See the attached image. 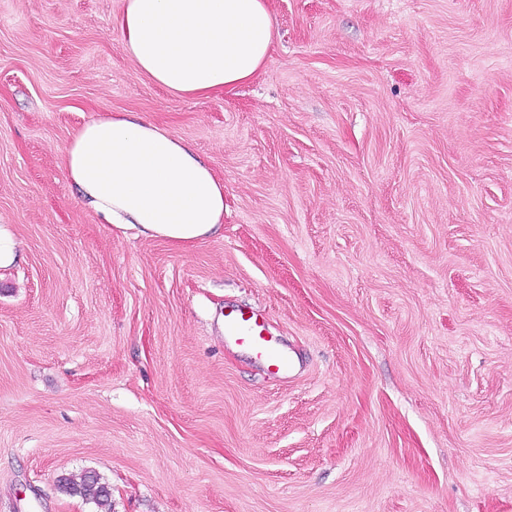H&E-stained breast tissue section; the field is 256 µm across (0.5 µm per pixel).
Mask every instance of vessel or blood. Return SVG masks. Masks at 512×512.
Returning <instances> with one entry per match:
<instances>
[{"mask_svg":"<svg viewBox=\"0 0 512 512\" xmlns=\"http://www.w3.org/2000/svg\"><path fill=\"white\" fill-rule=\"evenodd\" d=\"M224 340L248 349L272 374L284 375L294 367L288 350L268 333L265 318L259 310L242 307L225 310Z\"/></svg>","mask_w":512,"mask_h":512,"instance_id":"vessel-or-blood-1","label":"vessel or blood"}]
</instances>
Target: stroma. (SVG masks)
Listing matches in <instances>:
<instances>
[{
    "label": "stroma",
    "instance_id": "obj_1",
    "mask_svg": "<svg viewBox=\"0 0 512 512\" xmlns=\"http://www.w3.org/2000/svg\"><path fill=\"white\" fill-rule=\"evenodd\" d=\"M233 93L138 76L121 0H0V512H512V0H270ZM134 112L224 182L190 248L81 202ZM265 310L300 365L225 343ZM57 487L68 496L93 504L97 508L95 512H112L111 488L95 472L86 471L79 477L62 474L57 479Z\"/></svg>",
    "mask_w": 512,
    "mask_h": 512
}]
</instances>
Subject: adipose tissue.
Returning a JSON list of instances; mask_svg holds the SVG:
<instances>
[{"mask_svg": "<svg viewBox=\"0 0 512 512\" xmlns=\"http://www.w3.org/2000/svg\"><path fill=\"white\" fill-rule=\"evenodd\" d=\"M122 49L176 96L255 79L276 44L268 0H122ZM83 204L120 230L186 248L224 222V182L185 141L129 112L83 124L63 150Z\"/></svg>", "mask_w": 512, "mask_h": 512, "instance_id": "obj_1", "label": "adipose tissue"}]
</instances>
